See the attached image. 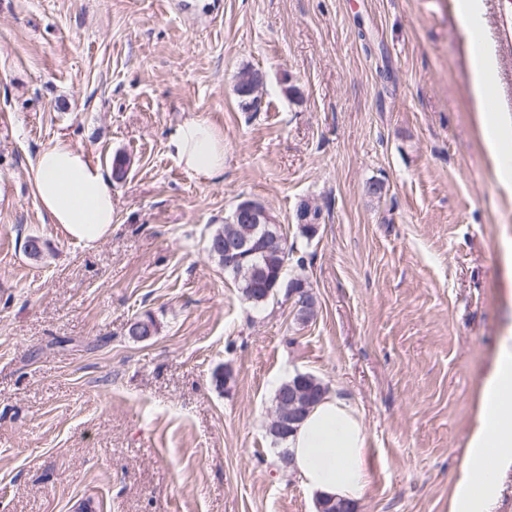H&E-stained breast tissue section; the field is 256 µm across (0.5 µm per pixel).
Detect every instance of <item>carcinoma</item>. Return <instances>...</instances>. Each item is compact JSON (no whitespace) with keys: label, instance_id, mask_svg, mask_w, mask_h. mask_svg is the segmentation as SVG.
Wrapping results in <instances>:
<instances>
[{"label":"carcinoma","instance_id":"carcinoma-1","mask_svg":"<svg viewBox=\"0 0 512 512\" xmlns=\"http://www.w3.org/2000/svg\"><path fill=\"white\" fill-rule=\"evenodd\" d=\"M279 232L277 226L266 228L255 227L253 224H221L209 236L207 246H212L216 240H224V236L234 234L240 238L248 237L253 240L249 247L239 252L238 265L228 266L224 264V254L213 252L211 256L223 265L224 272L231 275L245 300L253 304H261L267 300L270 289H280L282 283L288 281V266L295 262L296 266H303L304 260L293 258V249L286 248L281 253H263L260 251L256 240L260 239L266 230ZM246 266L255 270V275L250 278L238 277L237 266ZM328 388L314 376L302 373L297 374L282 384L275 394L276 409L286 414L288 411L300 410L307 414L326 394Z\"/></svg>","mask_w":512,"mask_h":512}]
</instances>
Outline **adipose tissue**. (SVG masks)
I'll return each instance as SVG.
<instances>
[{
  "label": "adipose tissue",
  "mask_w": 512,
  "mask_h": 512,
  "mask_svg": "<svg viewBox=\"0 0 512 512\" xmlns=\"http://www.w3.org/2000/svg\"><path fill=\"white\" fill-rule=\"evenodd\" d=\"M455 16L467 39L469 96L481 141L497 165L504 187L512 186V114L489 109L498 59L486 35L482 0H457ZM168 155L202 179L224 172V135L208 119L178 122L165 143ZM31 189L51 223L85 246L112 232V184L101 167L67 138L43 148L32 165ZM292 469L322 498L359 501L369 481L368 438L359 410L345 397L329 394L288 436ZM512 470V336L503 337L481 386L478 423L465 450L462 476L450 512H489L504 475Z\"/></svg>",
  "instance_id": "ef3b65f1"
}]
</instances>
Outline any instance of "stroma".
<instances>
[{
	"mask_svg": "<svg viewBox=\"0 0 512 512\" xmlns=\"http://www.w3.org/2000/svg\"><path fill=\"white\" fill-rule=\"evenodd\" d=\"M482 2L512 113V0ZM455 3L0 0V512H318L269 433L298 373L363 414L354 512H449L512 334V191L481 145ZM249 67L255 112L234 91ZM196 115L224 134L212 181L165 148ZM59 136L104 172L129 161L91 248L31 194ZM245 198L303 255L310 321L281 294L245 301L209 256ZM304 199L322 212L310 239ZM144 314L158 331L138 341Z\"/></svg>",
	"mask_w": 512,
	"mask_h": 512,
	"instance_id": "35a3bbf8",
	"label": "stroma"
}]
</instances>
